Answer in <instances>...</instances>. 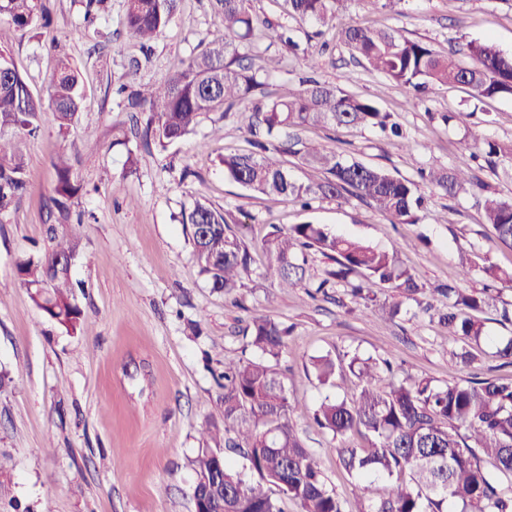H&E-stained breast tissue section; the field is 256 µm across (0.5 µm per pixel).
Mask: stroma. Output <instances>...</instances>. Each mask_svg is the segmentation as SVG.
Returning a JSON list of instances; mask_svg holds the SVG:
<instances>
[{
    "instance_id": "stroma-1",
    "label": "stroma",
    "mask_w": 512,
    "mask_h": 512,
    "mask_svg": "<svg viewBox=\"0 0 512 512\" xmlns=\"http://www.w3.org/2000/svg\"><path fill=\"white\" fill-rule=\"evenodd\" d=\"M42 2L49 26L14 32L9 54L33 93L48 96L56 69L49 39L58 37L78 69L85 109L68 132L48 117L39 137L24 140L28 190L0 214V512H194L189 461L205 445L200 427L224 422L209 368L241 356V330L254 312L293 327L276 362L295 406L291 422L320 457L328 485L345 499L352 479L338 465L336 441L311 425L310 414L324 398L352 395L357 379L346 371L335 385L320 384L314 357L386 359L396 373L439 385L476 375L512 378V365L496 355L497 343L512 338V323L497 316L512 306V287L495 291L483 314L486 337L476 343L448 335L411 300L384 321L349 300L345 283L333 284L331 299L314 300L264 275L262 242L270 225L307 222L379 249H400L403 265L426 291L458 280L476 254L512 268V249L498 244L471 195L448 198L421 183L430 202L418 223L392 224L351 196L320 197L304 208L289 197L254 194L226 178L220 163L224 153L248 147L242 118L209 113L193 134L163 147L145 142L146 114L128 111L118 93L135 80L163 81L179 58L223 34L209 0H182L147 53L123 25L126 0H106L89 36L83 0ZM249 8L288 26L294 39L325 46L317 78L369 98L406 134L388 140L373 128L302 130V138L325 150L418 181L431 163L453 166L463 141L512 140V98L478 99L469 88L439 84L413 95L352 60L337 30L320 38L314 22L284 16L282 0H249ZM340 21L396 29L442 54L489 40L512 55V0H401L392 10L349 0ZM244 53L282 55L280 71L266 79L275 97L297 89L308 73L274 38ZM60 156L83 185L65 216L48 210L52 163ZM197 200L241 223L254 262L235 295L212 288L190 227L178 221ZM62 239L78 243L70 276L82 321L74 331L48 319L15 279L20 261L50 253ZM465 351L474 358L468 368L459 360Z\"/></svg>"
}]
</instances>
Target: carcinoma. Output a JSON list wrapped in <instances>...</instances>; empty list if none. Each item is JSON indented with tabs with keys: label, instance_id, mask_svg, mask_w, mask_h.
Here are the masks:
<instances>
[{
	"label": "carcinoma",
	"instance_id": "cac0c4a2",
	"mask_svg": "<svg viewBox=\"0 0 512 512\" xmlns=\"http://www.w3.org/2000/svg\"><path fill=\"white\" fill-rule=\"evenodd\" d=\"M221 17L224 40L199 44L200 50L182 59L164 81L146 84L131 92L128 107L149 114L146 135L160 145L183 140L194 132L202 116L210 112L247 113L250 149L222 158L224 174L258 195L292 196L307 205L314 196L341 198L350 195L366 202L392 224H415L425 197L412 180L360 162H349L334 152L303 140L298 131L310 126L373 127L388 136L401 137L392 115L363 96L314 79L304 80L286 98L271 99L258 74L279 70L281 57L265 56L255 68L244 63L239 52L244 40L267 36L269 24L253 15L248 0H210ZM348 0H283L284 12L293 19L326 26L346 9ZM179 0H126L125 27L141 46L149 45L173 21ZM46 10L38 0H0V212L17 204L27 190L24 161L15 134L38 135L45 109L52 111L59 130L67 131L83 111L79 73L64 52H58L57 73L48 101L33 95L27 77L5 54L11 30L43 26ZM342 40L356 60H363L388 79L420 91L432 83L462 84L474 96L512 98V56L485 41L466 44L465 63L451 52L436 53L428 44L404 37L397 31L349 25ZM288 156H299L314 171L304 182L294 180L287 169ZM483 159L495 170L512 161V141H484L466 148L458 164L436 165L421 172L444 196L469 192L478 199L485 219L498 242L512 249V200L487 192L474 177L471 162ZM57 182L51 202L59 211L80 190L72 179L71 165L54 163ZM190 225L201 272L212 288L231 295L249 272L252 257L233 227L234 221L211 205L196 201L182 216ZM267 258L266 278L281 288L306 287L305 251L314 249L336 265L329 275L350 286L355 300L376 301L372 285L391 288L399 299L377 307V315L392 320L403 300L416 299L421 288L399 260V249L389 252L363 242L336 236L321 224H295L286 229L272 226L263 242ZM75 253L72 245L59 243L44 257L30 256L16 267V280L50 320L76 330L81 310L74 303L69 271H50L51 259ZM512 285V270L505 271L469 260L462 279L472 272ZM48 283L45 293L38 285ZM488 288H461L456 283L432 290L434 303L448 306L439 323L451 336L478 342L484 324L470 315L488 304ZM290 327L270 317L254 314L242 335L255 359L226 358L222 370L213 372L224 407V434L209 422L201 434L215 447L200 448L190 460L195 484L209 488L207 509L224 512H282L278 500L264 485L276 486L294 500L299 512H348L331 489L319 459L309 451L291 424L293 404L283 379L271 364L279 358L290 336ZM320 384L336 380V361L326 356L313 361ZM349 370L359 380L356 393L341 400L328 398L313 412L316 425L338 441L337 454L354 479L355 512H512V381L486 378L467 383L434 384L430 378L407 375L381 387L390 364L355 355ZM360 434L367 445L359 447L347 437ZM232 448L247 460L258 477L246 482L229 461L223 462L224 479H215L214 449ZM388 485L378 493L375 483Z\"/></svg>",
	"mask_w": 512,
	"mask_h": 512
}]
</instances>
